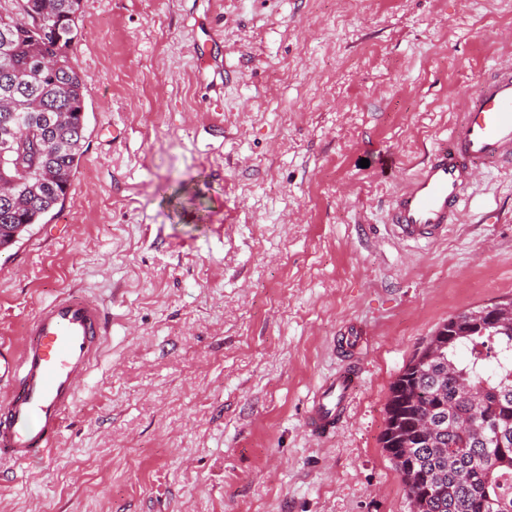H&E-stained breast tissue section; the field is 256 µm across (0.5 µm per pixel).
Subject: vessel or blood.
<instances>
[{
  "label": "vessel or blood",
  "mask_w": 512,
  "mask_h": 512,
  "mask_svg": "<svg viewBox=\"0 0 512 512\" xmlns=\"http://www.w3.org/2000/svg\"><path fill=\"white\" fill-rule=\"evenodd\" d=\"M485 165L512 168V60L481 78L447 141L393 196L391 235L429 245L445 237L449 225L464 223L467 192ZM106 334L103 305L65 291L38 310L19 349L0 345V460L22 466L54 447ZM358 382V371L349 367L327 379L306 410V431L334 432Z\"/></svg>",
  "instance_id": "obj_1"
}]
</instances>
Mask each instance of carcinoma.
<instances>
[{
	"instance_id": "cac0c4a2",
	"label": "carcinoma",
	"mask_w": 512,
	"mask_h": 512,
	"mask_svg": "<svg viewBox=\"0 0 512 512\" xmlns=\"http://www.w3.org/2000/svg\"><path fill=\"white\" fill-rule=\"evenodd\" d=\"M0 5V146L21 142L23 170L0 195V251L63 203L85 140L87 86L68 51L81 0ZM446 325L448 345L422 369L411 359L390 387L380 443L412 512H512V321ZM466 358H459V352ZM440 418L422 433L424 418Z\"/></svg>"
}]
</instances>
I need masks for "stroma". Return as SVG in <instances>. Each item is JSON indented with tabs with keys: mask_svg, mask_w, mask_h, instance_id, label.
Listing matches in <instances>:
<instances>
[{
	"mask_svg": "<svg viewBox=\"0 0 512 512\" xmlns=\"http://www.w3.org/2000/svg\"><path fill=\"white\" fill-rule=\"evenodd\" d=\"M70 54L83 155L0 252V341L67 290L110 320L52 454L0 465V512H410L390 386L450 315L512 298V171L430 245L389 205L512 59V0H82ZM358 382L359 372L349 367L327 379L307 407L304 418L306 431L317 437L336 431Z\"/></svg>",
	"mask_w": 512,
	"mask_h": 512,
	"instance_id": "35a3bbf8",
	"label": "stroma"
}]
</instances>
